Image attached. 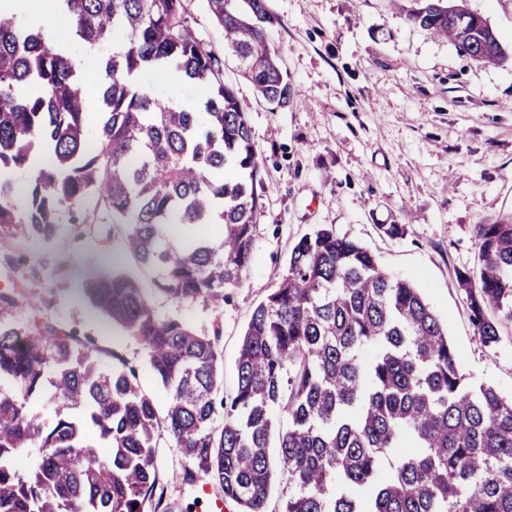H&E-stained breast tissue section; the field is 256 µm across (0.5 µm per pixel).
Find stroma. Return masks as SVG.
Listing matches in <instances>:
<instances>
[{"label":"stroma","instance_id":"stroma-1","mask_svg":"<svg viewBox=\"0 0 512 512\" xmlns=\"http://www.w3.org/2000/svg\"><path fill=\"white\" fill-rule=\"evenodd\" d=\"M512 53V0H465ZM413 0H266L276 22L267 38L292 86L287 105L257 95L233 57L224 80L246 114L261 161V214L254 260L229 300L177 302L157 290L159 274L126 256L125 268L157 314L185 320L200 335H219L224 391H231L241 335L254 307L283 275L292 244L316 226L368 247L390 272L411 280L448 327L466 374L512 395V328L496 348L474 335L458 270L473 266V227L512 214V63L461 56L408 15ZM90 221L59 216L47 242L0 230V290L16 305L0 322L52 323L135 365L142 389L164 406L138 339H114L82 288L85 277L124 254L95 199ZM383 224H402L390 238ZM159 488L189 512H211L213 496L183 480L185 460L168 439L156 450Z\"/></svg>","mask_w":512,"mask_h":512}]
</instances>
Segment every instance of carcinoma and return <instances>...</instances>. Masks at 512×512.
I'll list each match as a JSON object with an SVG mask.
<instances>
[{
	"label": "carcinoma",
	"instance_id": "carcinoma-1",
	"mask_svg": "<svg viewBox=\"0 0 512 512\" xmlns=\"http://www.w3.org/2000/svg\"><path fill=\"white\" fill-rule=\"evenodd\" d=\"M224 52L267 101L292 87L269 48L264 0H206ZM191 0H56L71 39L100 60L95 105L81 62L49 23L0 16V171L24 170L43 150L23 203L0 180V229L43 241L58 214L78 219L96 199L125 227L126 251L161 267L159 291L220 302L254 253L260 211L257 152L221 51L189 22ZM420 27L474 60H508L479 15L447 0L411 9ZM145 71L195 84L197 105L166 103ZM216 225L213 239L198 228ZM475 267L458 273L485 348L512 324V217L474 226ZM86 294L112 326L137 338L166 391L158 412L136 369L49 325L0 327V512H144L158 484L162 436L181 450L186 481L207 479L238 512H512V398L460 367L419 288L329 225L303 235L286 273L254 308L232 392L218 397L223 350L177 318H161L135 278L95 272ZM52 388L47 426L31 399Z\"/></svg>",
	"mask_w": 512,
	"mask_h": 512
}]
</instances>
